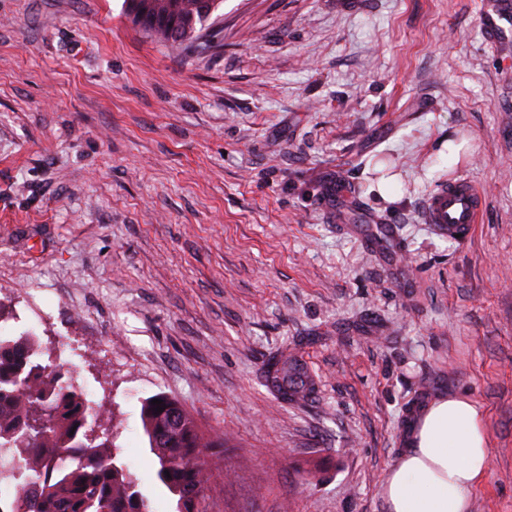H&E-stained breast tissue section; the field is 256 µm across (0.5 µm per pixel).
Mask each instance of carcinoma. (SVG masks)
<instances>
[{
    "mask_svg": "<svg viewBox=\"0 0 512 512\" xmlns=\"http://www.w3.org/2000/svg\"><path fill=\"white\" fill-rule=\"evenodd\" d=\"M222 0H127L131 18L146 16L144 29L157 41L181 50L197 44L214 23ZM32 336L0 339V448L19 462L9 477L34 486L25 512H150L147 499L119 462L109 411L96 409L61 372L34 367ZM266 380L286 401L314 389L303 360L288 347L266 362ZM161 400L156 412L152 399ZM158 481L174 496L176 512H204L210 472L203 449L213 446L195 419L159 393L141 405Z\"/></svg>",
    "mask_w": 512,
    "mask_h": 512,
    "instance_id": "1",
    "label": "carcinoma"
}]
</instances>
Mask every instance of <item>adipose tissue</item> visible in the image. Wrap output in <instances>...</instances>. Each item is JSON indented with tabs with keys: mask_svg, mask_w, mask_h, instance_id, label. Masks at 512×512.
I'll use <instances>...</instances> for the list:
<instances>
[{
	"mask_svg": "<svg viewBox=\"0 0 512 512\" xmlns=\"http://www.w3.org/2000/svg\"><path fill=\"white\" fill-rule=\"evenodd\" d=\"M489 452L480 407L462 395L438 397L425 407L406 450L382 478L389 512H471Z\"/></svg>",
	"mask_w": 512,
	"mask_h": 512,
	"instance_id": "1",
	"label": "adipose tissue"
}]
</instances>
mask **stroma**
<instances>
[{"instance_id":"1","label":"stroma","mask_w":512,"mask_h":512,"mask_svg":"<svg viewBox=\"0 0 512 512\" xmlns=\"http://www.w3.org/2000/svg\"><path fill=\"white\" fill-rule=\"evenodd\" d=\"M477 2L224 0L197 54L125 0H0V327L78 350L151 512L158 393L224 435L208 512H388L448 394L486 417L473 512H512V41ZM451 166L485 192L462 241L419 220ZM285 345L305 400L266 384Z\"/></svg>"}]
</instances>
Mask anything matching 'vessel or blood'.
<instances>
[{
	"instance_id": "b4317fda",
	"label": "vessel or blood",
	"mask_w": 512,
	"mask_h": 512,
	"mask_svg": "<svg viewBox=\"0 0 512 512\" xmlns=\"http://www.w3.org/2000/svg\"><path fill=\"white\" fill-rule=\"evenodd\" d=\"M478 20L486 44L512 33V0H482ZM484 209L481 189L466 177L439 184L422 206L424 223L440 235L455 238L469 233Z\"/></svg>"
}]
</instances>
